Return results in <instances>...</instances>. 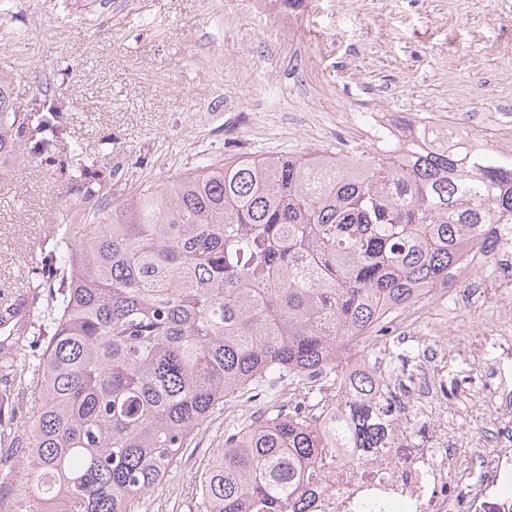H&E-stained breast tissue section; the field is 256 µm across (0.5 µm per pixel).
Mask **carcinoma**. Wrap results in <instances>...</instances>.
Here are the masks:
<instances>
[{
	"label": "carcinoma",
	"instance_id": "cac0c4a2",
	"mask_svg": "<svg viewBox=\"0 0 512 512\" xmlns=\"http://www.w3.org/2000/svg\"><path fill=\"white\" fill-rule=\"evenodd\" d=\"M24 130L48 154L62 116L16 111L1 67L0 184ZM92 197L103 206L52 225L32 260L23 322L0 316V372L36 386L0 512H138L215 406L329 374L339 410L326 426L305 391L225 436L198 480L205 512H311L306 468L385 444L391 399L367 402L371 377L341 357L392 328L383 306L453 288L471 252L512 228V150L477 149L459 129L452 150L412 140L229 157L117 203L98 181L84 186ZM46 323L36 353L29 336Z\"/></svg>",
	"mask_w": 512,
	"mask_h": 512
}]
</instances>
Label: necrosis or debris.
<instances>
[{"label": "necrosis or debris", "instance_id": "4bbe7bcc", "mask_svg": "<svg viewBox=\"0 0 512 512\" xmlns=\"http://www.w3.org/2000/svg\"><path fill=\"white\" fill-rule=\"evenodd\" d=\"M452 299L450 291L433 289L397 318L402 334L429 322V336L414 340L425 360L413 378L416 393L388 420L386 447L340 450L335 467L315 469L313 512H512V380L468 391L452 407L443 372L451 361L482 366L470 347L481 330L512 355V281L502 280L490 319L476 325L428 318ZM479 416L493 434L463 440L462 428Z\"/></svg>", "mask_w": 512, "mask_h": 512}]
</instances>
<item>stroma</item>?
Returning <instances> with one entry per match:
<instances>
[{"label":"stroma","instance_id":"35a3bbf8","mask_svg":"<svg viewBox=\"0 0 512 512\" xmlns=\"http://www.w3.org/2000/svg\"><path fill=\"white\" fill-rule=\"evenodd\" d=\"M225 0H0V66L16 77V106L49 103L68 117L50 155L20 140L0 187V286L15 284L48 225L79 185L106 180L113 199L200 161L336 147L372 149L362 124L387 109L408 122L477 114L500 131L472 138L512 149V0H309L303 24L277 31ZM18 405L0 428V454L25 439L33 386L0 377ZM289 380L257 399L225 400L140 512H201L198 479L224 432L255 402L284 405Z\"/></svg>","mask_w":512,"mask_h":512}]
</instances>
